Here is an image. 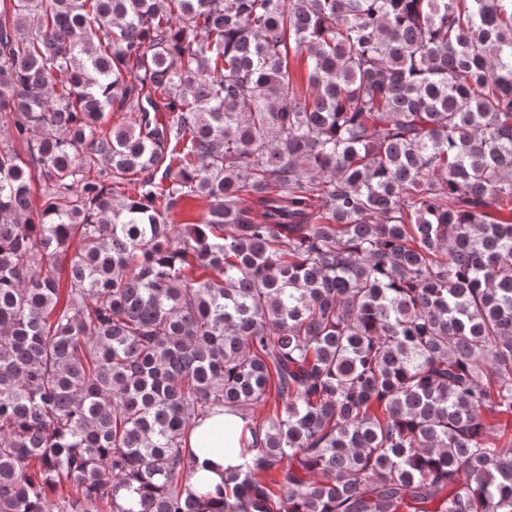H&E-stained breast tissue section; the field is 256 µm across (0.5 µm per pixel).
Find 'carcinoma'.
Masks as SVG:
<instances>
[{
  "label": "carcinoma",
  "mask_w": 512,
  "mask_h": 512,
  "mask_svg": "<svg viewBox=\"0 0 512 512\" xmlns=\"http://www.w3.org/2000/svg\"><path fill=\"white\" fill-rule=\"evenodd\" d=\"M0 128V512H512V0H0ZM206 209L207 203L204 199L186 198L172 216V221L174 224H197ZM248 427L246 416L236 408L215 407L198 418L191 444L197 454L190 480L192 491L215 495L224 485V471L249 459L246 448L241 446V439H252Z\"/></svg>",
  "instance_id": "cac0c4a2"
}]
</instances>
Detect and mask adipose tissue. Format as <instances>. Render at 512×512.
<instances>
[{
  "label": "adipose tissue",
  "mask_w": 512,
  "mask_h": 512,
  "mask_svg": "<svg viewBox=\"0 0 512 512\" xmlns=\"http://www.w3.org/2000/svg\"><path fill=\"white\" fill-rule=\"evenodd\" d=\"M250 436L249 423L238 409L221 406L199 417L192 438L197 458L191 490L201 495L215 494L224 484L225 471L247 460L241 442Z\"/></svg>",
  "instance_id": "obj_1"
}]
</instances>
